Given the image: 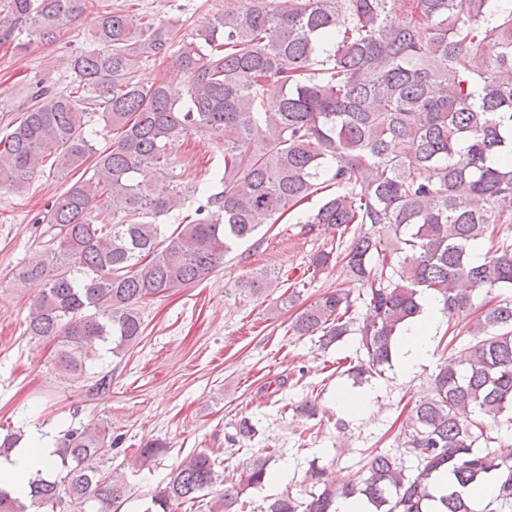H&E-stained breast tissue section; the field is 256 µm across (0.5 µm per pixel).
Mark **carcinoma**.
Here are the masks:
<instances>
[{"instance_id": "cac0c4a2", "label": "carcinoma", "mask_w": 512, "mask_h": 512, "mask_svg": "<svg viewBox=\"0 0 512 512\" xmlns=\"http://www.w3.org/2000/svg\"><path fill=\"white\" fill-rule=\"evenodd\" d=\"M491 0H239L224 5L191 39L177 24L122 9L106 11L94 47L64 58L69 89L37 86L19 119L0 135V184L23 189L48 158L76 170L96 155L94 173L59 194L43 217V258L14 273L40 285L27 331L55 344L53 364L73 379L96 367L98 346L118 357L143 333L140 303L208 277L258 227L307 200L320 205L305 232H336L313 272L343 262L361 291L336 288L292 321L298 336L328 348L360 336L358 379L391 366L403 327L431 296L470 340L448 354L432 393L411 409L403 456L377 453L358 480L340 486L311 471L317 490L290 493L269 512H338L358 498L370 512H480L471 489L498 479L495 500L512 507V439L476 447L512 411V296L476 305V292L512 288V8ZM93 0H7L16 24L52 42ZM172 59L184 96L136 73ZM112 133L100 151L84 134L87 105ZM197 135L217 143L221 190L201 192L193 214L170 233L158 219L180 210L185 189L172 148ZM369 224L372 232L352 233ZM489 247L472 257L476 243ZM366 307L357 316V301ZM256 434L239 420L229 441ZM55 444L64 475L36 473L26 499L0 488V512H54L63 501L112 512L124 477L99 460L116 441L109 427L68 428ZM165 445L148 441L130 459L150 466ZM269 460L252 461L210 512H244L243 495L264 484ZM219 480L206 450L189 455L145 512H173Z\"/></svg>"}]
</instances>
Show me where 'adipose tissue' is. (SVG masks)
Segmentation results:
<instances>
[{
	"label": "adipose tissue",
	"mask_w": 512,
	"mask_h": 512,
	"mask_svg": "<svg viewBox=\"0 0 512 512\" xmlns=\"http://www.w3.org/2000/svg\"><path fill=\"white\" fill-rule=\"evenodd\" d=\"M435 318L434 303L426 302L422 315L401 336L396 353L403 367H410L427 355ZM54 451L51 440L44 433L30 430L23 447L15 449L10 456L0 457V487L15 497L26 498L31 478L54 460Z\"/></svg>",
	"instance_id": "obj_1"
}]
</instances>
